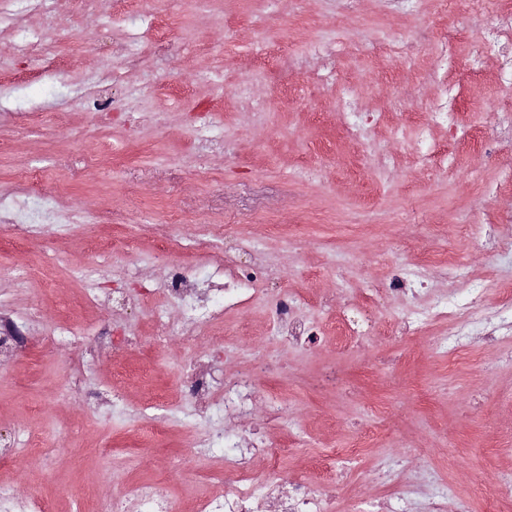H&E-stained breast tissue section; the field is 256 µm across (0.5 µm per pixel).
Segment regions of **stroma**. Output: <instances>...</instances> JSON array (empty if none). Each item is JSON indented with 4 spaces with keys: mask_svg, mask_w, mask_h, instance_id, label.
Instances as JSON below:
<instances>
[{
    "mask_svg": "<svg viewBox=\"0 0 512 512\" xmlns=\"http://www.w3.org/2000/svg\"><path fill=\"white\" fill-rule=\"evenodd\" d=\"M495 8L494 0L481 12L471 0H456L449 12L439 0L398 12L385 0H353L344 11L337 0H134L121 12L112 0H96L91 9L82 0H42L36 9L26 0H0V85L10 88L0 97V193L19 172L38 167L43 195L36 206L65 183L64 206L82 216L68 233L46 224L27 241L0 234V304L21 315L36 312L46 334L55 323L69 324L87 349L78 372L68 345L26 344L0 355V433L17 428L51 449L47 457L0 467V476L20 494L51 498L59 512H88L148 479L163 481L188 504L210 487L209 470L191 452L201 433L223 420L192 417L181 372L223 343L232 370L247 365L256 348L287 364V375L263 381L266 392L286 398L287 423L267 422L259 411L246 424L265 428L289 479L340 482L335 512H378L387 490L372 476L392 455L405 471L413 512H456L462 503L470 512H512V361L503 353L512 341L502 340L493 353L481 326L456 330L444 320L390 339L387 328L403 306L380 295L370 334L354 350L336 347L339 306L358 300L367 284L383 283L395 263L448 249L464 258L466 274L451 283L428 268L413 308L436 299L462 303L477 287L483 323L507 319L498 284L512 264L482 248L490 214L481 189L496 181L500 164L512 162V142L496 163L480 151L497 135L493 114L505 93L493 69L466 77ZM154 17L168 23V44L125 83L112 84V71L125 66L113 41L146 44ZM452 27L462 32L456 111L467 138L438 168L419 158V129L407 115L433 96L421 76ZM23 30L57 48L54 64L18 56ZM389 40L410 42V53H370V45ZM313 41L343 45L318 89L289 66ZM88 82L111 97L113 110L95 109L84 94ZM242 85L264 105V124L235 96ZM346 102L381 116L375 152L361 153L345 137L339 109ZM202 121L218 149L197 145ZM390 148L399 163L381 169ZM90 158L95 167L84 169ZM106 212L111 223L96 222ZM175 213L187 224H235L251 236L281 271L277 287L306 298L323 330L320 344L296 350L277 343L259 293L192 348L171 342L149 352L115 349L113 328L146 337L149 326L131 311L82 306L84 289L134 295L157 287L170 261L198 264L205 273L224 261L220 249L184 252L181 229L165 245L143 234V226L167 223ZM294 223L293 235L287 227ZM113 237L128 250H94ZM132 266L145 278L129 280ZM332 292L337 308H321L319 297ZM331 364L341 370L342 390L315 392L314 381ZM112 390L124 392L125 410H102L100 397ZM147 406L166 422L165 436L142 419ZM381 407L394 424L386 436L378 432ZM367 431L374 437L356 462L323 471L324 459ZM486 481L500 486L498 502L486 500Z\"/></svg>",
    "mask_w": 512,
    "mask_h": 512,
    "instance_id": "35a3bbf8",
    "label": "stroma"
}]
</instances>
